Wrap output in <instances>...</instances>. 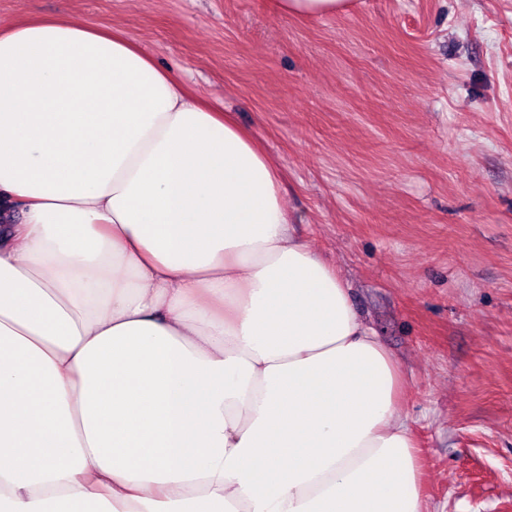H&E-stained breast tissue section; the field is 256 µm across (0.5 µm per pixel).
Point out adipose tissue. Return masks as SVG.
Listing matches in <instances>:
<instances>
[{
	"label": "adipose tissue",
	"instance_id": "obj_1",
	"mask_svg": "<svg viewBox=\"0 0 512 512\" xmlns=\"http://www.w3.org/2000/svg\"><path fill=\"white\" fill-rule=\"evenodd\" d=\"M0 512H426L398 367L256 136L116 29L0 30Z\"/></svg>",
	"mask_w": 512,
	"mask_h": 512
}]
</instances>
